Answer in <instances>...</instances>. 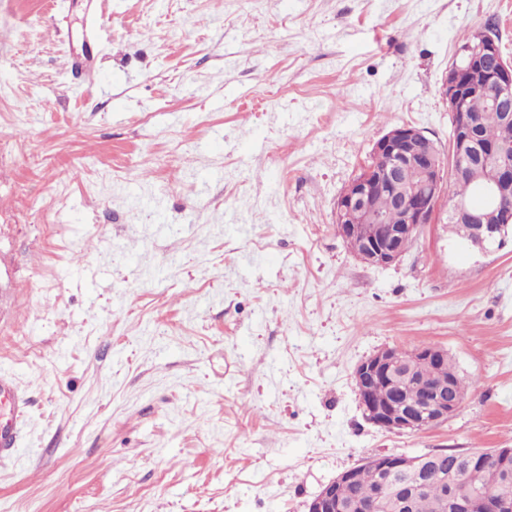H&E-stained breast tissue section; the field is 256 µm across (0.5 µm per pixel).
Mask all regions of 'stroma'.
<instances>
[{
    "mask_svg": "<svg viewBox=\"0 0 512 512\" xmlns=\"http://www.w3.org/2000/svg\"><path fill=\"white\" fill-rule=\"evenodd\" d=\"M490 27L512 60V0H0V512H306L378 453L512 448V241L442 216L374 267L334 222L393 127L447 149ZM424 345L458 411L369 423L356 366Z\"/></svg>",
    "mask_w": 512,
    "mask_h": 512,
    "instance_id": "1",
    "label": "stroma"
}]
</instances>
